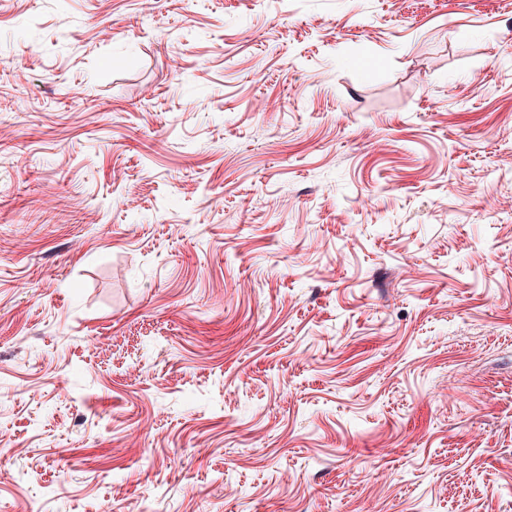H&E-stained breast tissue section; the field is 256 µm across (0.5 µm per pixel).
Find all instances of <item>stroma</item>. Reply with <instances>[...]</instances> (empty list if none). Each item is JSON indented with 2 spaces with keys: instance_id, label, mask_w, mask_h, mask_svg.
<instances>
[{
  "instance_id": "stroma-1",
  "label": "stroma",
  "mask_w": 512,
  "mask_h": 512,
  "mask_svg": "<svg viewBox=\"0 0 512 512\" xmlns=\"http://www.w3.org/2000/svg\"><path fill=\"white\" fill-rule=\"evenodd\" d=\"M0 512H512V0H0Z\"/></svg>"
}]
</instances>
